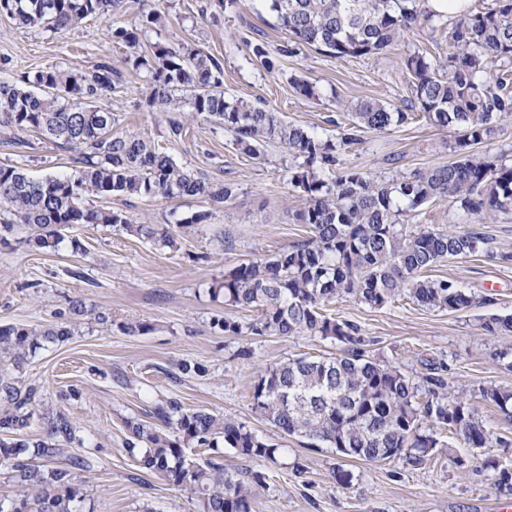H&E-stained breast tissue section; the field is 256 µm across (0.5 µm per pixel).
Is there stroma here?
I'll list each match as a JSON object with an SVG mask.
<instances>
[{"label": "stroma", "instance_id": "35a3bbf8", "mask_svg": "<svg viewBox=\"0 0 512 512\" xmlns=\"http://www.w3.org/2000/svg\"><path fill=\"white\" fill-rule=\"evenodd\" d=\"M161 10L163 26L148 30L149 44L197 47L224 66V94L282 113L288 122L335 137L336 120L351 101L376 99L405 108L411 97L401 62L415 51L444 54L447 41L429 33L408 34L384 52L335 59L307 50L279 59L265 70L246 46L264 42L269 51L287 41L264 5L246 0L224 6L222 0H127L107 19L88 18L56 33L19 25L0 15V80L30 69L57 67L91 70L106 61L123 75L122 85L99 104L118 115L113 131L151 140L175 162L206 170L214 179L236 181L241 191L203 224L190 217L206 210L191 198H113V208L136 220L168 229L174 247L153 243L118 229L83 224L66 229L65 244L55 252L29 245L30 230L20 227L0 245V324L28 328L63 321L70 301L86 311L73 336L45 342L8 373L18 386L34 385L42 415L64 411L78 427L72 454L88 460L76 470L74 505L78 512H198L190 492L154 473L141 470L126 445V422L145 418L153 400L174 397L187 408H206L247 422L277 445V463L249 461L221 447L186 449L188 458H213L224 467L264 473L255 512H494L503 494L493 474L461 469L437 452L425 463L403 460H343L322 448L302 447L280 436L252 410L251 387L266 366L289 358L335 353L329 342L295 336H227L214 327L225 314L223 299L213 297L226 271L256 254H271L307 235L296 220L305 205L288 181L289 160L278 148L263 156L237 151L230 133L204 120L185 119L181 136L169 129V115L147 111L144 78L130 61L131 51L112 37L141 5ZM306 80L319 98L296 91ZM30 144L17 152L14 142ZM453 133L414 119L386 133L365 132L360 145L343 150L340 165L381 177L400 176L453 160ZM75 150L43 136L0 127V164L20 163L29 175L72 173ZM419 223L462 231L478 223L455 200L423 207ZM492 238L489 251L445 260L431 275L459 282L478 300L464 311L428 309L402 298L371 309L349 299L330 304L336 318L357 324L373 353L421 377L424 364H441L453 394L485 420L497 443L481 451L512 466V424L480 398L487 386L512 387V369L496 357L512 349L511 336H488L479 328L489 313L512 314V214H500L483 226ZM79 238L84 252H72L69 238ZM110 321L96 323L98 313ZM143 324L129 335L127 324ZM204 366L201 375L184 376L179 363Z\"/></svg>", "mask_w": 512, "mask_h": 512}]
</instances>
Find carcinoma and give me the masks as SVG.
Instances as JSON below:
<instances>
[{
    "label": "carcinoma",
    "mask_w": 512,
    "mask_h": 512,
    "mask_svg": "<svg viewBox=\"0 0 512 512\" xmlns=\"http://www.w3.org/2000/svg\"><path fill=\"white\" fill-rule=\"evenodd\" d=\"M289 39L278 48L294 57L312 48L337 59L375 55L401 41L413 29L438 30L448 40V56L433 61L413 53L403 60L414 103L427 123L458 134L455 158L448 164L382 179L347 170L334 175L339 151L359 145L365 131L386 132L414 113L376 100L350 103L349 123L338 141L285 121L243 99L224 95V67L200 49L157 45L142 49L147 29L162 23L160 11L142 12L112 37L133 53V67L145 72V105L150 112L188 107V114L223 128L236 149L257 156L268 144L288 154L290 184L306 196L297 221L309 235L286 249L255 257L224 274L212 289L235 311L255 312L241 323L230 316L216 321L226 336H309L340 347L336 355L299 357L273 363L252 385L254 412L288 438L307 448H329L338 456L367 462L406 459L422 463L437 448L459 468L470 460L454 441L485 448L493 431L459 397H453L440 371L426 363L416 380L400 366L370 353L357 324L327 313L338 299L378 308L400 297L428 308L459 311L475 304L463 285L432 278L427 272L449 257H466L488 246L478 228L445 231L413 226L420 208L455 198L484 220L512 210V164L507 152L480 151L498 120L512 116V0L468 11L451 23L433 11L429 0H268ZM124 0H0V14L25 27L56 32L88 17L108 18ZM243 41L268 70L276 61L265 43ZM122 74L108 62L91 71L43 68L0 80V127L33 131L63 147L80 151L70 175L30 177L25 168L0 164V243L15 225L34 226V245L55 251L60 229L103 224L163 247L175 245L168 231L137 222L123 209L104 202L114 196L190 197L220 208L240 191L239 184L217 181L202 169L176 163L149 140L112 133L116 115L94 102L120 87ZM100 201L97 206L94 201ZM480 329L486 335L512 333V315L490 314ZM73 335L71 320L43 329L0 325V362L20 365L38 339L64 341ZM480 397L512 422V389L487 386ZM39 389L20 387L0 372V433L29 428ZM44 433L34 444L0 439V460L11 479L33 493L7 502L0 512H76L72 469L88 465L76 459L57 464L64 447L77 441L76 427L59 410L43 417ZM135 443L145 445L139 468L164 476L196 495L199 512H254L249 477L214 459L186 458L184 448L232 449L252 460L277 463L280 449L244 422L207 409H187L173 397L156 399L148 419L129 420ZM34 448L38 461L28 457ZM482 466L494 473L495 489L512 495V476L502 475L495 458Z\"/></svg>",
    "instance_id": "1"
}]
</instances>
